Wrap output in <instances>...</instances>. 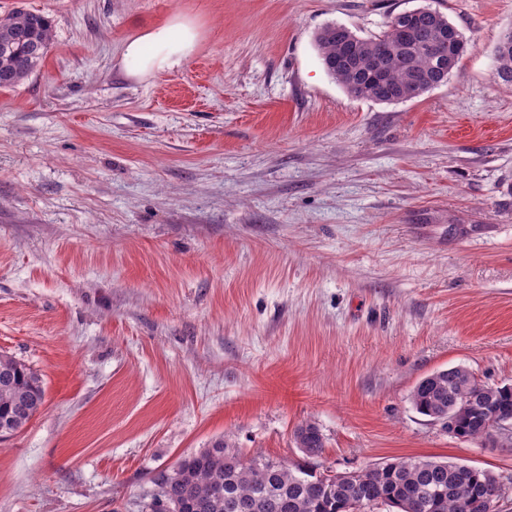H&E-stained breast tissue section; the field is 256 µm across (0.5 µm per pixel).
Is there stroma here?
<instances>
[{"mask_svg":"<svg viewBox=\"0 0 512 512\" xmlns=\"http://www.w3.org/2000/svg\"><path fill=\"white\" fill-rule=\"evenodd\" d=\"M24 2L54 42L0 91V353L45 403L0 440V512H147L221 437L320 473L487 469L512 512V444L409 400L453 366L512 384V0ZM424 5L469 41L446 83L379 104L326 74L322 27ZM186 27L180 66L126 54ZM495 56L497 65L494 78L512 88V28L500 40ZM294 438L299 448L308 456L315 457L325 447L324 437L320 429L311 422H305L294 431Z\"/></svg>","mask_w":512,"mask_h":512,"instance_id":"stroma-1","label":"stroma"}]
</instances>
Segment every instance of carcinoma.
I'll list each match as a JSON object with an SVG mask.
<instances>
[{"instance_id": "cac0c4a2", "label": "carcinoma", "mask_w": 512, "mask_h": 512, "mask_svg": "<svg viewBox=\"0 0 512 512\" xmlns=\"http://www.w3.org/2000/svg\"><path fill=\"white\" fill-rule=\"evenodd\" d=\"M53 41L51 20L24 6L0 14V89L11 90L41 65ZM325 71L353 98L396 104L432 90L456 68L468 41L444 13L429 6L391 14L385 29L361 37L343 24L329 23L315 36ZM494 78L512 87V29L495 50ZM490 386L462 366L436 371L410 393L420 414L435 421L453 418L465 440L487 434L491 418L512 422V392L495 394L493 412L477 413L461 405L479 400ZM40 375L24 361L0 354V428L22 430L44 404ZM299 448L309 457L325 447L320 429L305 422L294 431ZM472 483L493 496L506 489L493 485L492 472L473 468ZM453 463L425 457H399L370 464L346 476L316 475L310 469L265 457L243 460L224 439L183 460L156 478L150 512H237L242 501L253 512H368L383 502L399 512H487L486 503L472 501L458 490Z\"/></svg>"}]
</instances>
